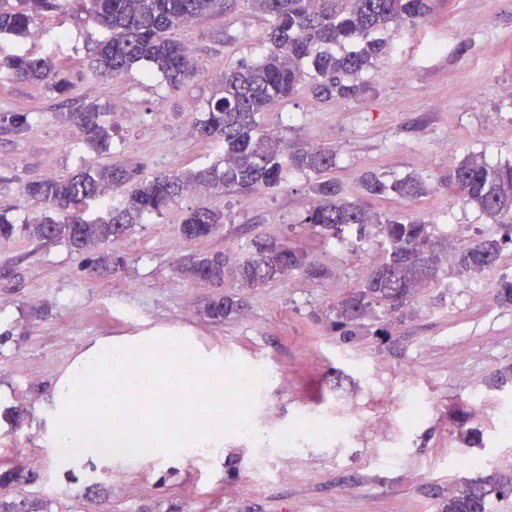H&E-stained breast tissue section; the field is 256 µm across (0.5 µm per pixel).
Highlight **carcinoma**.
<instances>
[{"instance_id": "1", "label": "carcinoma", "mask_w": 512, "mask_h": 512, "mask_svg": "<svg viewBox=\"0 0 512 512\" xmlns=\"http://www.w3.org/2000/svg\"><path fill=\"white\" fill-rule=\"evenodd\" d=\"M269 24V49L258 64L240 62L224 69L201 118L198 133L224 145L218 163L179 173L146 176L117 165L78 171L51 178L29 179L23 195L38 207L33 216L16 224L0 213V237L20 231L40 242H65L79 252L101 249L122 236L147 214H163L188 191L221 190L248 195L257 189L281 187L286 172L296 169L309 177L310 205L300 223L324 238L342 240L353 228L359 238L381 236L385 255L367 271L359 287L336 306L332 327L348 339L357 335L376 309L391 316L401 311L422 289L438 283L444 259L452 256L460 274L483 275L497 266L504 246L512 244V164L487 163L472 154L448 169V186L463 201L475 206L501 235H484L459 252L435 238L430 225L417 216L403 220L371 210L363 199L350 200L331 172L336 150L319 145L290 147L262 129V114L272 105L311 85L323 100L357 98L369 90L362 73L376 67L388 54V42L379 36L390 26L414 25L427 16L432 0H247ZM72 7L71 0H0V35L31 37L54 14ZM224 8V0H84L78 9L105 32L89 57V68L103 78L121 76L134 65L147 62L172 88L180 87L198 71L195 57L174 32L189 21ZM43 85L61 94L70 87L69 76L50 59L26 53L0 57V78ZM96 103L67 113L71 126L90 148L107 147L112 125ZM367 197L393 193L416 202L430 193L427 182L409 176L388 183L375 174L361 180ZM109 196V216L87 220L82 212L91 200ZM224 223V214L200 204L188 209L181 221L187 242L205 240ZM124 266L118 255L102 254L91 270L115 273ZM301 272L310 279L327 270L306 252L278 238H255L242 258L215 252L183 265L182 273L196 285L224 287L232 276L242 288L267 283ZM495 299L512 307V280L498 282ZM240 310L230 297L211 300L204 314L221 322ZM32 472L0 471V485L23 484ZM512 498V477L488 476L469 481L448 492L441 512H489L490 497Z\"/></svg>"}]
</instances>
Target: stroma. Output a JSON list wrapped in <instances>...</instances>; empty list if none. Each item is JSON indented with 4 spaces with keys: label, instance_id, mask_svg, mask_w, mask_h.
Masks as SVG:
<instances>
[{
    "label": "stroma",
    "instance_id": "obj_1",
    "mask_svg": "<svg viewBox=\"0 0 512 512\" xmlns=\"http://www.w3.org/2000/svg\"><path fill=\"white\" fill-rule=\"evenodd\" d=\"M266 32L246 0H229L176 33L198 61L192 80L174 90L140 64L120 92L88 69L103 33L86 14H54L36 39L0 35L1 54L50 57L73 83L61 95L0 80V212L18 222L30 215L19 188L32 178L103 164L150 175L218 163L221 145L200 137L193 115L225 68L265 55ZM388 37L392 51L366 73L365 95L325 102L304 89L264 112L262 125L291 145L333 147V175L351 197L366 172L389 183L423 176L431 191L418 203L388 194L370 207L416 213L452 248H465L497 227L445 177L470 154L512 163V0H433L415 28ZM89 102L112 126L109 149L87 147L65 119ZM14 113L34 121L15 129L7 120ZM307 181L292 171L274 192L186 194L112 240L107 250L125 267L107 276L89 274L85 256L66 243L0 239V462L36 475L0 487V499L43 502L47 512H439L443 494L464 481L512 474V434L503 432L512 386L493 384L512 364V307L494 299L496 280L512 279V245L489 277L442 267L437 285L391 317L390 339L375 336L380 322L369 319L347 340L331 326L336 305L383 251L375 238L338 243L301 224ZM201 201L223 212L224 227L181 242V218ZM255 237L288 239L326 276L296 272L257 289L228 280L224 292L241 302L239 313L203 317L212 291L185 279L181 263L216 251L240 256ZM166 336L184 337L204 358L270 372L252 433H232L222 453L184 463L61 468L41 414L63 369L105 337L133 345ZM357 407L373 432L340 434ZM467 434L475 444L464 442ZM279 471L287 480L275 482Z\"/></svg>",
    "mask_w": 512,
    "mask_h": 512
}]
</instances>
